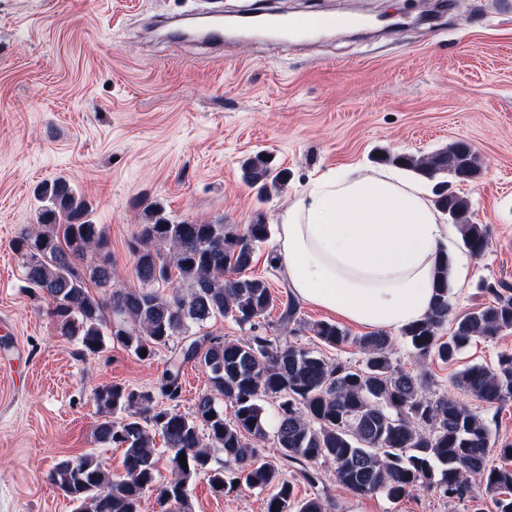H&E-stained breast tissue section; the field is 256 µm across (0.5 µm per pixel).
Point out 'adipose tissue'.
Wrapping results in <instances>:
<instances>
[{"mask_svg": "<svg viewBox=\"0 0 512 512\" xmlns=\"http://www.w3.org/2000/svg\"><path fill=\"white\" fill-rule=\"evenodd\" d=\"M455 233L417 178L348 166L294 194L274 255L297 301L396 332L428 313L437 252Z\"/></svg>", "mask_w": 512, "mask_h": 512, "instance_id": "1", "label": "adipose tissue"}]
</instances>
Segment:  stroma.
Wrapping results in <instances>:
<instances>
[{"label":"stroma","mask_w":512,"mask_h":512,"mask_svg":"<svg viewBox=\"0 0 512 512\" xmlns=\"http://www.w3.org/2000/svg\"><path fill=\"white\" fill-rule=\"evenodd\" d=\"M276 11L290 16L358 14L363 27L283 40L225 36L223 50L193 32L216 15ZM470 142L481 177L458 184L474 220L488 224L483 256L452 274V314L485 303L483 282L512 289V0H0V512H72L50 481L52 467L97 451L119 470L123 451L98 445L96 389L150 392L155 407L189 414L208 377L185 366L182 391H160L174 348L139 360L119 345L82 354L63 336L44 300L23 286L12 250L38 228L43 183L66 180L104 225L117 288H137L129 244L148 205L175 221L244 228L254 216L279 224L295 191L348 165L380 168L379 152L429 155ZM269 153L288 182L266 193L247 185L243 162ZM260 244L249 269L268 281L270 335L329 361L362 362L354 345H321L278 324L288 279ZM429 395H448L512 442V398L486 404L431 366ZM318 485L296 469L297 497L320 493L335 512H495L493 499L451 502L420 488L392 501L358 497L319 465ZM194 512H265L266 492L215 495L189 486Z\"/></svg>","instance_id":"stroma-1"}]
</instances>
